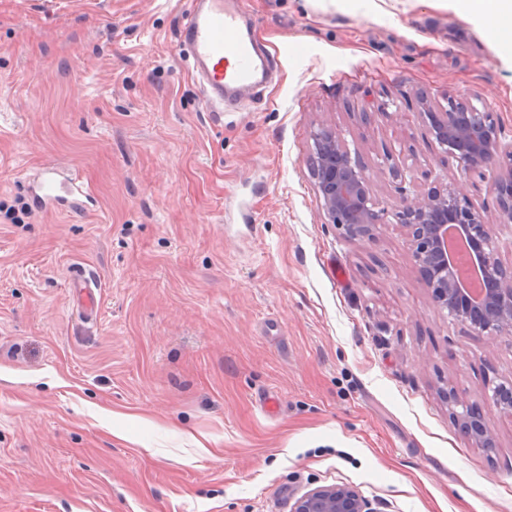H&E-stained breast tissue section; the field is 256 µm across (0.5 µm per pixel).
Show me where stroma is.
<instances>
[{"instance_id": "35a3bbf8", "label": "stroma", "mask_w": 512, "mask_h": 512, "mask_svg": "<svg viewBox=\"0 0 512 512\" xmlns=\"http://www.w3.org/2000/svg\"><path fill=\"white\" fill-rule=\"evenodd\" d=\"M190 7L0 0V207L29 206L0 223V512H291L342 484L381 512H512L487 401L512 335L439 310L402 225L325 223L307 163L324 126L379 199L391 159L451 181L424 105L479 96L512 143V61L446 0H240L270 74L216 112L178 50ZM47 163L84 208L30 207ZM448 402V410L460 433L475 440L481 448L493 453L497 448L496 437L486 424L483 416L473 409L454 388L444 393Z\"/></svg>"}]
</instances>
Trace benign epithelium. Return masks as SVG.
<instances>
[{
  "instance_id": "benign-epithelium-1",
  "label": "benign epithelium",
  "mask_w": 512,
  "mask_h": 512,
  "mask_svg": "<svg viewBox=\"0 0 512 512\" xmlns=\"http://www.w3.org/2000/svg\"><path fill=\"white\" fill-rule=\"evenodd\" d=\"M430 136L456 162L457 178L442 188L409 195L399 187V200H378L360 160L351 155L335 130L320 127L311 134L308 156L316 178L321 211L327 224L346 228L351 237L370 240L376 226L404 225L411 255L435 305L456 320L490 335L512 333V265L498 256L489 221L457 183L484 186L493 195L496 221L512 223V164L503 169L499 157H512V144L486 109L469 99H450L441 112L424 113ZM394 182H413L417 172L396 162L388 166ZM445 397L460 433L492 453L496 437L483 416L450 388ZM488 401L512 416V379L491 388ZM291 512H379L347 485L321 486L299 497Z\"/></svg>"
}]
</instances>
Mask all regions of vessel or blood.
<instances>
[{"label":"vessel or blood","mask_w":512,"mask_h":512,"mask_svg":"<svg viewBox=\"0 0 512 512\" xmlns=\"http://www.w3.org/2000/svg\"><path fill=\"white\" fill-rule=\"evenodd\" d=\"M192 4L181 44L203 76L208 105L220 110L225 95L258 83L262 51L252 35L244 33L235 0H192ZM31 191L46 211L63 201L79 205L82 196L76 175L54 166L32 176Z\"/></svg>","instance_id":"b4317fda"}]
</instances>
